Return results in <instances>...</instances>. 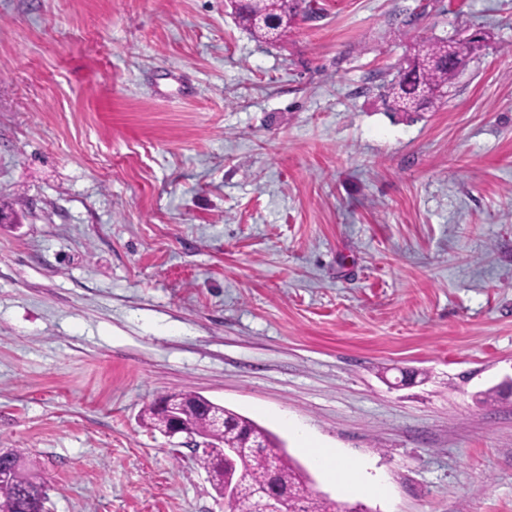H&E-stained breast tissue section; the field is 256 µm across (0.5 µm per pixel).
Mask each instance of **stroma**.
Instances as JSON below:
<instances>
[{
	"label": "stroma",
	"mask_w": 512,
	"mask_h": 512,
	"mask_svg": "<svg viewBox=\"0 0 512 512\" xmlns=\"http://www.w3.org/2000/svg\"><path fill=\"white\" fill-rule=\"evenodd\" d=\"M0 0V447L47 512H227L192 392L370 462L365 512H512V0ZM482 32L394 114L419 43ZM297 2V0H247L237 8L235 13L244 28L258 38L268 41L274 37L264 27L256 24L255 18L263 15L278 18L282 26L277 36H282L288 31V25L296 14Z\"/></svg>",
	"instance_id": "1"
}]
</instances>
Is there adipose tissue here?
<instances>
[{
    "mask_svg": "<svg viewBox=\"0 0 512 512\" xmlns=\"http://www.w3.org/2000/svg\"><path fill=\"white\" fill-rule=\"evenodd\" d=\"M295 432L302 442L307 443L306 454L312 465L332 476H340L346 491L367 490L382 496L386 493L383 479L371 473L369 464L361 459L347 458L334 448L311 443L306 429L296 427Z\"/></svg>",
    "mask_w": 512,
    "mask_h": 512,
    "instance_id": "adipose-tissue-1",
    "label": "adipose tissue"
}]
</instances>
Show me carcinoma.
<instances>
[{
  "label": "carcinoma",
  "instance_id": "1",
  "mask_svg": "<svg viewBox=\"0 0 512 512\" xmlns=\"http://www.w3.org/2000/svg\"><path fill=\"white\" fill-rule=\"evenodd\" d=\"M297 0H247L236 10L240 24L257 37L268 41L272 35L255 23L258 16H274L281 20L279 34L288 31L296 14ZM447 41L437 40L423 43L408 63V70L401 81L391 80L386 89L390 107L394 112H412L435 107L457 78L459 68L466 67L471 52L450 61L446 49ZM166 396L159 397L144 414L151 427L168 434L172 427V416L178 415L186 427L206 436H211L209 447L196 457V462L206 471L225 467L229 478L241 477V504L247 506L251 489L265 482L268 471L274 470L276 481L288 490L301 492L296 501H288L291 512H342L336 502L320 497L307 488L305 470L281 448L276 437L254 421L231 410L225 413L234 421V429H224L219 434L207 401L193 393L181 394V400L168 407L160 406ZM266 442L268 447L257 449L246 472H241L238 458L228 454L230 448H250L256 442ZM30 478L21 469L9 479L0 481V512H44L47 493L38 489L28 494Z\"/></svg>",
  "mask_w": 512,
  "mask_h": 512
}]
</instances>
